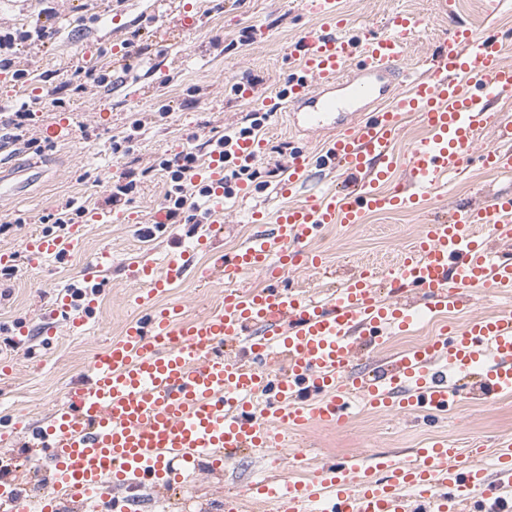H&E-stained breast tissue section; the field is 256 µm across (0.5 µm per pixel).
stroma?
<instances>
[{
    "label": "stroma",
    "mask_w": 512,
    "mask_h": 512,
    "mask_svg": "<svg viewBox=\"0 0 512 512\" xmlns=\"http://www.w3.org/2000/svg\"><path fill=\"white\" fill-rule=\"evenodd\" d=\"M183 4L202 15L200 31H155L150 24L153 16L174 13ZM337 5L348 21L351 38L384 32L388 20L399 13L420 17L423 26L400 64L409 75L426 70L432 53L451 38L460 22L480 32H501L502 59L512 64V0H456L454 14L447 17L440 16L436 0H337ZM322 25V19L308 9L307 0H0V31L37 26L48 31L43 40L19 44L13 55L15 68L28 70L32 81L17 83L9 73L0 72V105L40 101L30 126L33 145H13L0 138V166L41 165L38 178L21 194L0 186V225L7 227L0 232V254L11 255L14 269L12 277L0 279V361L8 366L7 372H0V418L24 414L33 422L43 421L63 403L93 356L138 316L139 286L129 275L128 263L159 261L194 244L206 230L202 224L177 225L175 242L159 233L145 236L153 216L164 213L168 205L165 177L157 168L159 158L173 157L190 146L191 136L238 126L242 113L251 111L252 100L242 99L235 83L250 85L253 99L277 96L301 64L303 33ZM100 60L109 83L91 82L84 91L72 92L68 82L75 69ZM59 98L64 107H55ZM63 113L71 119V136L49 140L47 127ZM138 120L143 127L133 151L116 158L113 136L128 132ZM261 138L266 147L284 144L289 152L303 149L314 154L322 145L321 135L298 130L275 116L266 123ZM129 168L139 177L121 221L78 223L81 244L76 251L37 269L28 266L21 251L25 240L54 230L53 225L42 223V216L70 197L90 205L103 200L113 176ZM281 178L269 165L259 167L248 204H225L223 231L214 238L211 252L196 253L194 271L157 294L156 306L178 301L192 317L216 309L224 301V283L204 278L198 270L211 262L213 254L234 251L257 232V225L249 221L250 208L272 212L305 201L336 182L335 175L318 170L306 190L285 197L278 193ZM446 191L443 199L431 195L427 213L374 212L363 223L323 232L314 246L330 269L342 274L363 265H393L413 244L425 214H449L453 202L481 191L512 192V175L484 168L476 160L449 179ZM105 252L112 261L101 270L104 286L95 296L90 329L75 334L63 328L54 337L41 336V308L69 283L82 281L86 267ZM511 308L510 300L483 297L469 308L447 313L445 319L424 322L391 337L388 347L393 353L406 350L429 340L443 321L500 314ZM21 327L31 332L28 342L18 340ZM436 434L462 449L479 436L489 441L512 436V395L490 405L462 402L433 424L365 411L338 428L310 426L279 450L277 474L283 479L292 476L294 453L299 449L305 452L306 464L315 469L326 460L351 455L386 452L407 458ZM267 472L265 460L243 452L230 458L223 472L191 474L180 489H159L154 498L167 504L168 512H181L182 499L190 494L200 506L213 510L225 494L244 491Z\"/></svg>",
    "instance_id": "obj_1"
}]
</instances>
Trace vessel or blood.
Returning a JSON list of instances; mask_svg holds the SVG:
<instances>
[{
  "label": "vessel or blood",
  "mask_w": 512,
  "mask_h": 512,
  "mask_svg": "<svg viewBox=\"0 0 512 512\" xmlns=\"http://www.w3.org/2000/svg\"><path fill=\"white\" fill-rule=\"evenodd\" d=\"M308 6L325 25L305 36L307 52L285 98L305 131L333 135L318 156H292L284 188L304 184L316 165L346 174L348 190L322 191L268 218L253 213L271 229L216 262L223 305L188 320L173 302L132 319L43 423L21 415L1 423V443L38 458L47 494L37 502L0 484V512H57L64 499L84 512H130L125 489L169 486L203 468L221 471L241 449L274 457L289 434L315 423L345 424L356 403L436 416L467 398L490 404L512 393L511 313L473 317L397 355L382 353L389 336L463 309L475 292L512 294V261L495 247L512 239L511 195L458 203L449 217L423 225L394 269L361 268L325 298L285 284L298 266L322 267L307 244L328 226L416 206L466 169L481 130L496 129L511 142L512 116L493 106L512 98V64L489 38L465 28L429 73L401 91L399 64L419 21L398 15L384 34L364 37L361 73L353 78L350 44L340 35L347 21L336 0ZM367 101L376 107L365 119ZM406 112L417 113L428 134L401 158L394 142ZM263 150L262 140L233 138L194 176L212 188L210 223L224 219L225 169L254 163ZM77 244L74 235L42 233L23 250L37 268ZM191 265V253L182 251L159 269L134 266V279L154 293L183 280ZM256 271L269 286H239L243 273ZM62 316L75 332L88 321L73 313L63 291L41 315L42 335L54 336ZM228 343L237 345L236 356L225 355ZM246 498L273 512H512V437L466 451L436 437L409 459L351 456L305 479L267 477L225 497L224 512H243Z\"/></svg>",
  "instance_id": "obj_1"
}]
</instances>
